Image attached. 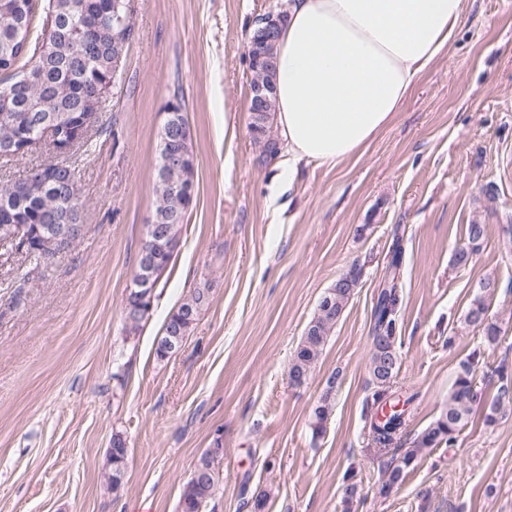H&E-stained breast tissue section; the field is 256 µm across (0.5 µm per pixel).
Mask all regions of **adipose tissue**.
I'll return each mask as SVG.
<instances>
[{
	"instance_id": "adipose-tissue-1",
	"label": "adipose tissue",
	"mask_w": 512,
	"mask_h": 512,
	"mask_svg": "<svg viewBox=\"0 0 512 512\" xmlns=\"http://www.w3.org/2000/svg\"><path fill=\"white\" fill-rule=\"evenodd\" d=\"M467 0H288L274 122L289 163L336 164L388 126Z\"/></svg>"
}]
</instances>
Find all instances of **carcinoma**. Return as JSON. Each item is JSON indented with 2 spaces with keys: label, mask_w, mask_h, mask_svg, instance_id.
Segmentation results:
<instances>
[{
  "label": "carcinoma",
  "mask_w": 512,
  "mask_h": 512,
  "mask_svg": "<svg viewBox=\"0 0 512 512\" xmlns=\"http://www.w3.org/2000/svg\"><path fill=\"white\" fill-rule=\"evenodd\" d=\"M113 2L48 0L49 10L60 9V13L69 14L81 27L69 25L66 33L61 35L42 32L35 36L36 0H0V150L14 142L30 143L37 139L39 129L35 123L45 120L66 128L65 139H73L71 131L77 128L83 116L82 105L92 98L98 85L114 78L112 60L107 55L99 53L83 60L86 39L101 43L111 41V31L102 23V18L112 16ZM46 38L54 43L55 51L43 60L32 61L28 58L29 49H39ZM249 119V131L259 150L267 152L275 148V141L271 140L272 113L267 112L261 117L251 115ZM166 120L184 128L180 140L160 141L155 172L153 215L157 223L167 226L169 238H153L147 234L142 242L140 251L151 250L154 253V276L152 288H139L137 283L141 268L134 267L125 302L131 307L127 315V325L131 331L137 330L150 316V311L144 308L142 294L147 291L150 297H155V291L176 254V250L168 247L169 240L180 241L182 224L189 205L194 201L186 192V187L195 184L193 168L189 165L167 170L163 166L164 155L171 151L180 152L190 163L195 161L188 122L176 105L167 111ZM81 223L83 205L67 207L59 188L38 174L33 175V181L28 185L19 180L0 187V241L10 238L7 229L24 228L28 238V246L24 249L26 260L37 267L48 264L38 250V229L42 226L54 229L58 224ZM485 236L486 225H468L467 240L453 254L452 263L456 266L470 264L482 249ZM401 266L402 252L397 248L387 267L385 287L378 289L373 306L368 360L370 394L365 400V410L370 414L369 437L378 450L391 453L382 470V477L385 478L379 488L382 496L389 495L393 486L404 480L409 465L421 458L424 451L444 444L453 445L456 435L468 425L476 411H482L485 424L491 426L497 422L503 401L512 400V374L508 373L505 365L497 370L501 382L498 395L490 401L485 399L475 382L479 355L474 353L460 364L448 394V405L416 435L409 447H403L401 438L417 394L405 396L401 405L395 403L393 383L400 366L401 348L396 332V316L402 299L399 285ZM345 275L346 279L336 280L335 307L340 314L345 312L354 290L360 284L362 268L353 264ZM208 294L207 288L194 289L169 314L164 322L163 335L157 343L158 358H167L182 345L192 328L187 316L198 319L208 301ZM466 321L481 331L486 345L498 344L502 328L489 316V307L483 297L478 295L473 299L466 313ZM335 325L334 317L319 319L304 331L289 365V380L299 381L308 377ZM335 383L334 378L328 381V389L323 391L311 411L309 427L314 440L326 434L332 415L331 389ZM124 441L122 433L113 434L112 446L107 454L112 490L115 492L121 488L125 473L127 448L123 446ZM218 480L214 459L206 456L200 458L196 473L183 487L181 512H207ZM362 491L359 480L344 486L342 512H355Z\"/></svg>",
  "instance_id": "obj_1"
}]
</instances>
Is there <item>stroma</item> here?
<instances>
[{
  "label": "stroma",
  "instance_id": "obj_1",
  "mask_svg": "<svg viewBox=\"0 0 512 512\" xmlns=\"http://www.w3.org/2000/svg\"><path fill=\"white\" fill-rule=\"evenodd\" d=\"M281 0H132L135 36L72 155L86 231L42 273L0 245V512H180L194 466L218 449L212 512H341L343 477L358 512H512V403L496 426L474 418L452 447L422 456L378 492L384 461L363 402L373 298L403 251L396 391L419 399L403 437L441 413L459 365L483 348L476 381L512 367V0H472L456 35L393 122L335 165L298 163L269 197L277 163L258 161L249 129L245 44ZM180 100L196 157V201L149 319L123 308L154 208L167 102ZM494 190L488 201L486 190ZM486 225L470 265L454 266L469 224ZM362 267L343 317L303 385L289 363L317 305ZM495 290L481 293L484 279ZM209 300L182 347L161 359L164 322L190 292ZM484 295L505 334L482 347L465 320ZM335 379L327 432L309 419ZM127 439L123 487L106 482L113 433Z\"/></svg>",
  "mask_w": 512,
  "mask_h": 512
}]
</instances>
